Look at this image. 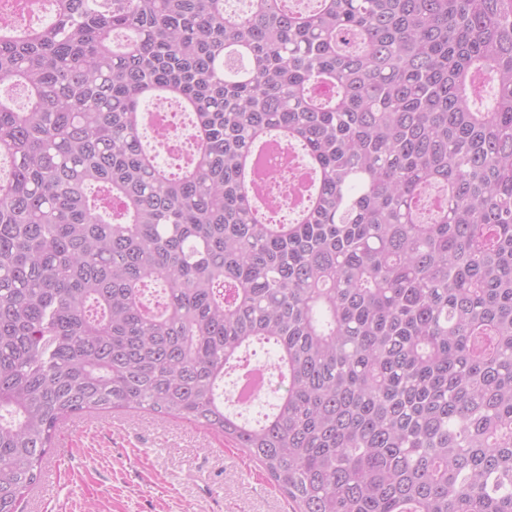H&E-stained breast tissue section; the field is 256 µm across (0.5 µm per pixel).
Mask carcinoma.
Returning a JSON list of instances; mask_svg holds the SVG:
<instances>
[{"instance_id": "1", "label": "carcinoma", "mask_w": 512, "mask_h": 512, "mask_svg": "<svg viewBox=\"0 0 512 512\" xmlns=\"http://www.w3.org/2000/svg\"><path fill=\"white\" fill-rule=\"evenodd\" d=\"M313 2L0 23V512L118 410L223 435L294 512H512V0ZM148 100L191 124L174 166ZM268 136L314 172L288 224L246 178ZM263 342L252 422L219 389Z\"/></svg>"}]
</instances>
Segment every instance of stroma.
Listing matches in <instances>:
<instances>
[{"label":"stroma","mask_w":512,"mask_h":512,"mask_svg":"<svg viewBox=\"0 0 512 512\" xmlns=\"http://www.w3.org/2000/svg\"><path fill=\"white\" fill-rule=\"evenodd\" d=\"M60 433L47 461L59 496L26 495L24 512H291L259 463L231 440L184 420L87 415Z\"/></svg>","instance_id":"obj_1"}]
</instances>
